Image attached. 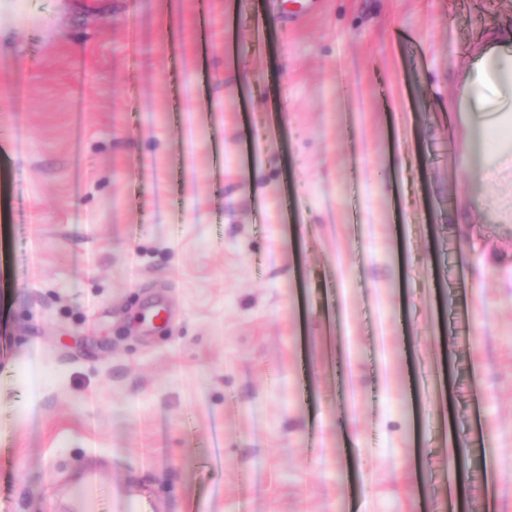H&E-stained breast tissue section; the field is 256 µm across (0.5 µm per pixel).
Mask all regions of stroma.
<instances>
[{
	"instance_id": "stroma-1",
	"label": "stroma",
	"mask_w": 512,
	"mask_h": 512,
	"mask_svg": "<svg viewBox=\"0 0 512 512\" xmlns=\"http://www.w3.org/2000/svg\"><path fill=\"white\" fill-rule=\"evenodd\" d=\"M281 10L0 0V512H512V0ZM492 33L490 43L494 45L489 50H482L478 54V60L472 65L467 74V85L474 92H479V90L487 84L511 82L512 79L511 67H505L510 71V74H506L493 67L489 62V59L493 58L491 54L496 47L498 48L512 43V31L508 29L503 31L494 28L492 29Z\"/></svg>"
}]
</instances>
